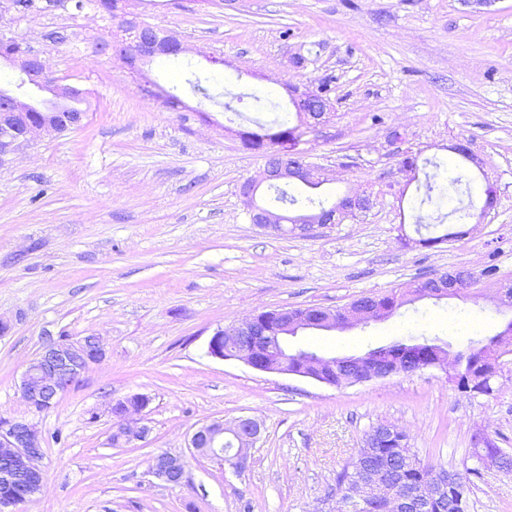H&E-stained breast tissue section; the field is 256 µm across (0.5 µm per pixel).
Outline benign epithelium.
I'll list each match as a JSON object with an SVG mask.
<instances>
[{
    "label": "benign epithelium",
    "instance_id": "1",
    "mask_svg": "<svg viewBox=\"0 0 512 512\" xmlns=\"http://www.w3.org/2000/svg\"><path fill=\"white\" fill-rule=\"evenodd\" d=\"M9 63L20 70L27 79L43 85L50 83L55 90L64 95L74 93L70 86L57 83L52 77L45 58L39 53L21 52L9 60ZM293 97L305 111L313 116V123L324 122L331 110L330 99L322 89L316 90L305 85L291 86ZM86 114L83 112H58L53 121L48 119L36 123L30 119V102L14 93L0 95V126L11 130L8 135L0 136V167L11 162L16 152L23 146L43 136H54L65 130L79 129L84 125ZM280 154L287 159H266L265 166L255 177L249 178L241 185V194L245 201L252 200L255 190L264 183H278L288 179L300 181L318 180L331 177L330 170L308 167L305 163L292 158L294 150H282ZM373 205L372 195L366 192H350L343 207H336L318 216L306 218V223L295 225L292 233L305 236L314 224H339L343 218L365 213ZM251 223L270 230L280 223L275 212L263 207H251ZM432 290L428 296L442 298L465 293L474 284L470 280H462L454 273H445L431 279ZM344 321L341 329L346 330L372 321H382L390 316L386 310L347 306L341 310ZM257 315L252 314L228 325L231 332L245 341L238 353L230 355L224 352V329H218L208 343V353L219 359L234 358L262 372L288 373V364L270 363L269 347L266 337L254 334ZM104 357V349L99 337L85 336L77 341L70 338H49L43 342L41 350L29 361L21 380V393L25 402L36 412L51 408L54 399L71 385L76 383L88 368L100 362ZM381 356H374V362L365 363L355 360L359 367L356 379L360 383L373 379H384L403 370L396 371L385 367L380 362ZM150 398L144 394H134L113 404L112 413L115 417L117 437L110 445L121 447L135 441H142L151 432L145 423L144 410L149 406ZM261 434V423L255 417L240 416L232 424L226 426L222 421H212L197 427L189 440L193 452L212 458L219 463H227L231 468L242 471L250 458V451ZM235 442L233 454L226 455L216 445L224 442V437ZM404 433L392 423L377 426L366 442L371 443L381 438L389 442ZM43 457L42 441L34 423L29 420L0 419V482L5 484L7 491L0 497V512H9L13 499L22 495L20 490L10 489V485L28 479L29 484L42 488L45 473L39 466ZM187 459L183 454L161 451L151 463L150 472L162 482L179 486L186 478ZM440 498V488L434 483L424 484L411 497L406 498L394 493L382 473H375L374 479H360L349 488L347 497L336 499V512H351L360 507H371L374 512H433Z\"/></svg>",
    "mask_w": 512,
    "mask_h": 512
}]
</instances>
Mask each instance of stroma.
<instances>
[{
  "mask_svg": "<svg viewBox=\"0 0 512 512\" xmlns=\"http://www.w3.org/2000/svg\"><path fill=\"white\" fill-rule=\"evenodd\" d=\"M38 4L9 31L59 84L83 90L88 112L81 129L40 138L0 169V317L11 324L0 418L34 419L45 451L44 485L18 512H317L379 422L403 428L421 460L459 472L477 432L512 453V379L469 399L437 368L336 387L208 353L215 330L250 314L334 310L462 268L482 276L473 294L420 298L290 346L342 357L417 336L463 350L512 318L493 299L496 282L512 280V0H137L115 18L95 0ZM90 14L110 39L133 19L184 50L129 67L98 52ZM61 27L68 41L50 43ZM301 83L326 86L333 105L302 149L332 170L329 191H366L374 205L277 236L246 215L240 187L264 158L238 133L291 111L287 87ZM395 129L422 158L450 163L460 142L482 160L497 204L474 196L462 239L422 245L416 222L432 208L400 170ZM61 335L99 337L105 357L36 415L20 377ZM132 393L151 398V433L111 446L109 404ZM242 415L263 423L243 472L195 456L181 486L149 476L155 453L185 451L201 423ZM469 512H512V474L486 470Z\"/></svg>",
  "mask_w": 512,
  "mask_h": 512,
  "instance_id": "obj_1",
  "label": "stroma"
}]
</instances>
